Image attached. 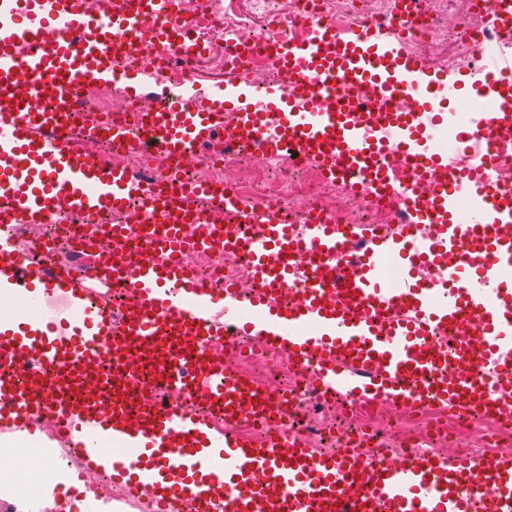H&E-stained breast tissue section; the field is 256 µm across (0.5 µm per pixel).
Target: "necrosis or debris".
I'll return each instance as SVG.
<instances>
[{
    "mask_svg": "<svg viewBox=\"0 0 512 512\" xmlns=\"http://www.w3.org/2000/svg\"><path fill=\"white\" fill-rule=\"evenodd\" d=\"M179 9L181 17L191 25L195 43L208 54L221 50L225 70L257 88H287L288 78L277 62L275 50L305 39L308 30L303 20L309 16L320 17L342 34L356 32L364 21H373L380 35L399 38L405 54L422 59L432 68L455 71L478 81L486 79L488 71L472 49L474 42L496 51L512 49V30L495 22V0H467L463 6L457 0H412L407 16L398 11L396 0H179ZM458 43L469 44V53H449V45ZM195 66L192 58L168 45L131 40L127 57L115 65L120 81L88 77L79 80L77 121H93L104 105L118 118L132 112L156 111L162 98L146 91L132 93L123 74H146L176 89L192 76ZM97 149L109 164L149 181L169 176L185 178L195 184L233 189L260 211L276 205L289 224L296 227L308 215L318 213L337 224H375L389 231L404 224L407 214L401 198L368 201L345 183L327 178L317 165L299 167L284 157L257 149L227 148L219 141L180 158L119 151L105 141L99 142ZM143 217L142 206L137 203L117 215L104 213L97 221L84 217L45 224L40 234L29 236L23 256L29 260L40 258L42 243L61 241L68 246L69 261L79 263L85 256L79 244L84 237L93 238L96 254L119 251L122 243L100 236L99 224H134ZM186 262L215 287H223L229 280L243 300L253 299L254 277L244 255L203 248L188 255ZM208 355L210 362L218 366L242 361L241 375L258 380L283 397L290 429L313 448L321 447L328 437L337 450L352 445L367 453L371 446L359 437L364 426H371L379 434L410 420L414 426L403 435L402 448L440 456L457 454L461 441L468 439L475 448H493L512 455V428L485 415L449 426L438 406L416 408L381 402L364 409L343 397L339 400L338 417L330 418L328 428L323 429L316 420L322 416L324 405L313 386L310 367L289 365L287 356L262 349L247 336L240 337L235 346L211 341Z\"/></svg>",
    "mask_w": 512,
    "mask_h": 512,
    "instance_id": "obj_1",
    "label": "necrosis or debris"
}]
</instances>
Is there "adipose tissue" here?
Instances as JSON below:
<instances>
[{"mask_svg": "<svg viewBox=\"0 0 512 512\" xmlns=\"http://www.w3.org/2000/svg\"><path fill=\"white\" fill-rule=\"evenodd\" d=\"M10 299L9 307H0V329L15 328L18 323H46L47 315L35 305L31 294L13 288H0V299ZM13 458L14 464L0 468V500L13 512H72L67 498L58 495L64 477L55 449L49 448L41 431L0 433V456Z\"/></svg>", "mask_w": 512, "mask_h": 512, "instance_id": "1", "label": "adipose tissue"}]
</instances>
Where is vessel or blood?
Masks as SVG:
<instances>
[{
  "instance_id": "vessel-or-blood-1",
  "label": "vessel or blood",
  "mask_w": 512,
  "mask_h": 512,
  "mask_svg": "<svg viewBox=\"0 0 512 512\" xmlns=\"http://www.w3.org/2000/svg\"><path fill=\"white\" fill-rule=\"evenodd\" d=\"M176 11L177 0H114L118 22L108 30L88 15L84 0H0V99L10 103L0 113V224L92 218L123 210L134 198L150 213L138 224L103 228L113 239L141 244L134 261L107 257L84 274L59 262L28 263L14 238L0 236V278L8 287L40 282L64 293L75 311L57 324L0 330V423L24 424L49 413L66 438L71 417L84 416L90 439L79 452L88 462L104 444L142 437L129 494L163 473L175 479L153 495L150 512H180L186 503L196 512H470L475 498L484 500L485 512H512V456L489 451L447 462L409 453L388 464L380 451L328 454L284 429L253 441L215 425L216 413L228 422L265 424L275 412V398L258 383L214 369L203 355L204 342H230L241 332L294 362L329 348L314 380L324 400L408 402L403 382L411 378L453 417L478 410L511 421L512 236L503 229L512 226V189L492 183L481 163L449 177L447 158L431 142L439 128L456 125L455 115L419 105L436 95L440 81L423 60L378 37L371 23L348 37L306 18L309 37L278 51L288 95L252 92L262 111L243 106L238 87L228 84L218 97L191 107L173 101L129 121L105 113L97 124L78 128L77 81L112 80V59L126 51L130 37L195 52L189 25ZM150 14L163 19L161 28H144ZM498 66L503 77L478 88L482 111L457 125L458 153L479 145L491 151L512 138V54L500 56ZM364 83L378 87V102L342 96V89ZM402 91L417 100L413 111L393 109ZM228 111L236 114L230 126ZM218 138L292 151L294 160L322 165L327 177L371 199L407 192L408 182L383 164L396 150L429 179L431 191L427 199L410 200L412 224L397 234L335 225L318 214L298 234L281 223L276 207L259 212L228 192L216 201L234 222L213 227L193 203L197 187L175 181L150 187L84 148L109 139L131 152L178 157ZM188 222L204 225L206 242L242 251L254 268L256 297L245 305L225 287L223 320L209 314L214 288L183 261ZM239 224L262 231L248 239L236 232ZM417 224L431 225V233L415 234ZM361 238L367 249L352 253ZM303 249L312 269L300 275L294 257ZM423 264L436 271L433 287L414 279ZM92 279L132 289V313L115 316L109 301L88 288ZM297 283L300 301L281 309L277 295ZM475 328L491 366L478 384L461 370ZM439 336L451 337L452 349H434L431 341ZM144 344L156 357H188L192 371H167L166 389L206 405V412L146 397L129 406L127 383L110 377L101 362L106 356L131 361ZM366 471L374 478L371 488L355 492L357 475ZM219 479L232 490L222 503L212 493Z\"/></svg>"
}]
</instances>
